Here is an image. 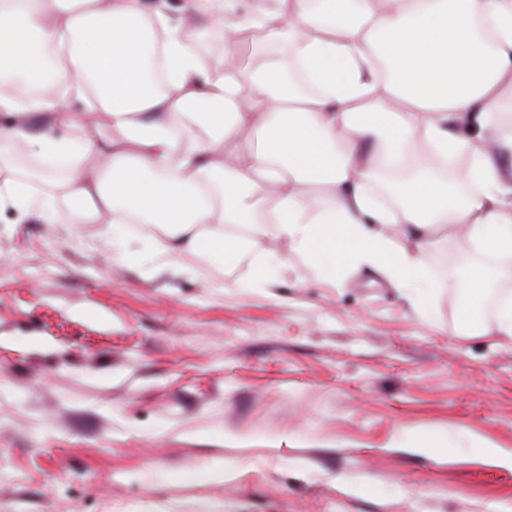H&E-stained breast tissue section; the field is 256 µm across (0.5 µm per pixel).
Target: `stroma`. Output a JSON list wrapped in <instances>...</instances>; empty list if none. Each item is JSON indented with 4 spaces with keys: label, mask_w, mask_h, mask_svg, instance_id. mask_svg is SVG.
<instances>
[{
    "label": "stroma",
    "mask_w": 512,
    "mask_h": 512,
    "mask_svg": "<svg viewBox=\"0 0 512 512\" xmlns=\"http://www.w3.org/2000/svg\"><path fill=\"white\" fill-rule=\"evenodd\" d=\"M0 210V512H512V346L462 336L474 252L440 229L414 308L344 259Z\"/></svg>",
    "instance_id": "obj_1"
}]
</instances>
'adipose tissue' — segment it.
Wrapping results in <instances>:
<instances>
[{"mask_svg":"<svg viewBox=\"0 0 512 512\" xmlns=\"http://www.w3.org/2000/svg\"><path fill=\"white\" fill-rule=\"evenodd\" d=\"M219 21L288 47L320 91L302 93L274 60L206 64L188 32ZM158 48L162 91L144 74ZM4 75L18 81L0 87V160L20 149L65 168L40 192L44 172L11 170L0 204L20 217L55 223L62 197L83 224H152L167 264L223 255L238 225L270 251L259 227L275 224L295 249L373 267L415 304L446 224L498 259L468 269L469 297L512 281V0H0ZM43 84L52 93L31 95ZM455 156L476 192L438 179ZM461 331L512 344V299L491 329L467 308Z\"/></svg>","mask_w":512,"mask_h":512,"instance_id":"1","label":"adipose tissue"}]
</instances>
